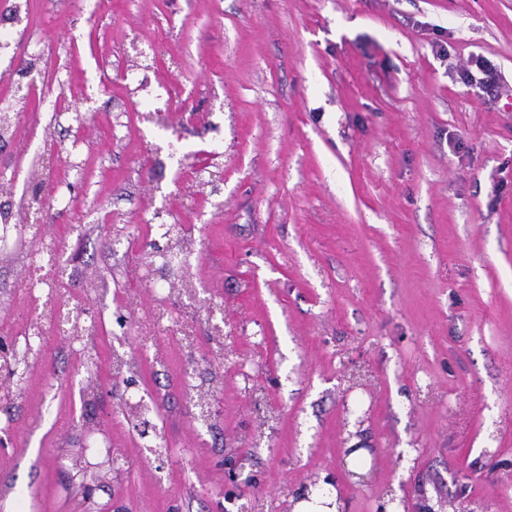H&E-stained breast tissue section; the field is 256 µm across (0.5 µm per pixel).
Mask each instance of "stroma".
Listing matches in <instances>:
<instances>
[{"label":"stroma","instance_id":"obj_1","mask_svg":"<svg viewBox=\"0 0 512 512\" xmlns=\"http://www.w3.org/2000/svg\"><path fill=\"white\" fill-rule=\"evenodd\" d=\"M23 26L0 98H24L31 151L60 147L48 229L104 323L83 349L47 336L8 413L0 512H83L69 454L102 460L99 427L122 467L99 510L281 512L331 479L341 512L390 493L512 512V97L463 77L480 55L512 85V0H28ZM161 224L222 305L225 350L196 313L192 362L171 332L138 349L172 284L140 279ZM22 265H0L1 326ZM139 397L164 466L127 423ZM355 445L376 451L362 483Z\"/></svg>","mask_w":512,"mask_h":512}]
</instances>
